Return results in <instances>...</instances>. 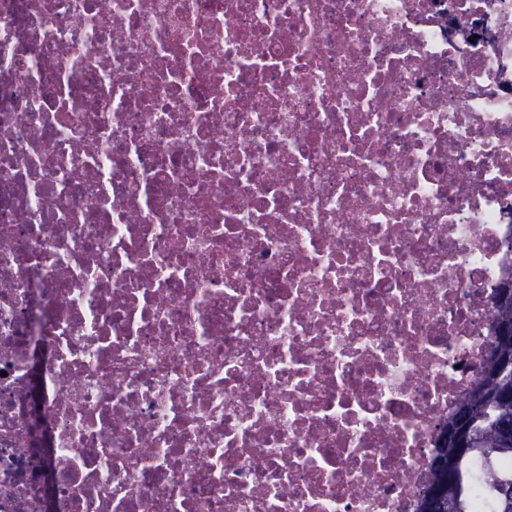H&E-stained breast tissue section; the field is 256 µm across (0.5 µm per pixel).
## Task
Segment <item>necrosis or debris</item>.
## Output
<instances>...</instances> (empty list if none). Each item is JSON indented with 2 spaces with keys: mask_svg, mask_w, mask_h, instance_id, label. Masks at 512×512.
<instances>
[{
  "mask_svg": "<svg viewBox=\"0 0 512 512\" xmlns=\"http://www.w3.org/2000/svg\"><path fill=\"white\" fill-rule=\"evenodd\" d=\"M512 280V0H0V512H417Z\"/></svg>",
  "mask_w": 512,
  "mask_h": 512,
  "instance_id": "necrosis-or-debris-1",
  "label": "necrosis or debris"
}]
</instances>
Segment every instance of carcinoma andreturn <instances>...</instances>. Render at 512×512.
<instances>
[{
  "instance_id": "cac0c4a2",
  "label": "carcinoma",
  "mask_w": 512,
  "mask_h": 512,
  "mask_svg": "<svg viewBox=\"0 0 512 512\" xmlns=\"http://www.w3.org/2000/svg\"><path fill=\"white\" fill-rule=\"evenodd\" d=\"M491 314L495 333L512 332V293L497 301ZM465 416L468 450L460 451L442 435L430 464L421 512H503V492H512V371H486L471 381L448 426Z\"/></svg>"
}]
</instances>
